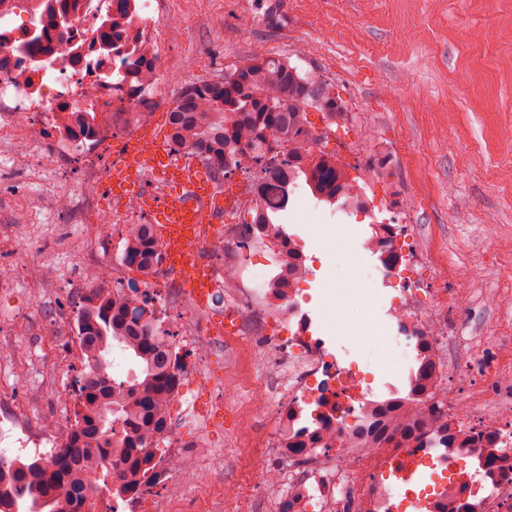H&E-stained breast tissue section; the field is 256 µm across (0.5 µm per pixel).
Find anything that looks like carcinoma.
Wrapping results in <instances>:
<instances>
[{
    "label": "carcinoma",
    "instance_id": "obj_1",
    "mask_svg": "<svg viewBox=\"0 0 512 512\" xmlns=\"http://www.w3.org/2000/svg\"><path fill=\"white\" fill-rule=\"evenodd\" d=\"M43 27L38 21L28 42L9 50L34 60ZM310 112L335 124L345 107L331 83L301 73L286 56L256 53L211 82L183 89L167 113L169 144L202 155L222 172L243 160L259 169L265 189L279 201L288 199L289 185L302 181L316 195L350 207L336 161L310 155ZM283 145L305 158L287 167L279 164L277 150ZM282 211L259 205L252 223L270 224L281 237L284 231L276 221ZM158 245L151 225L136 224L127 237L125 259L146 274ZM77 338L83 362L74 427L45 457L9 461L0 456V512H82L100 474L114 498H134L149 485L154 445L165 429L164 408L180 380L169 339L158 330L146 294L135 283L126 292H88ZM114 345L136 361L139 375L125 381L112 377Z\"/></svg>",
    "mask_w": 512,
    "mask_h": 512
}]
</instances>
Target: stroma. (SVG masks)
<instances>
[{"label":"stroma","instance_id":"stroma-1","mask_svg":"<svg viewBox=\"0 0 512 512\" xmlns=\"http://www.w3.org/2000/svg\"><path fill=\"white\" fill-rule=\"evenodd\" d=\"M160 20L159 74L141 107L165 126L174 98L255 52L288 57L330 82L347 112L345 141L363 156L357 180L379 222L416 244L421 287L448 294V355L460 398L512 403L483 370L512 375V0H135ZM365 128L361 139L353 132ZM54 172L0 166V421L40 436L64 402L61 366L76 359L84 268H111L126 242L91 247L92 222L56 208ZM308 257L302 305L314 335L358 362L374 393L409 353L389 315L405 282L364 251L369 220L307 197L279 217ZM353 228L321 253L318 237ZM370 304L386 332L378 350L336 321V302ZM195 401L208 425L183 435L188 467L175 495L191 512H275L274 491L243 503L254 473L243 457L272 435L238 363L212 350Z\"/></svg>","mask_w":512,"mask_h":512}]
</instances>
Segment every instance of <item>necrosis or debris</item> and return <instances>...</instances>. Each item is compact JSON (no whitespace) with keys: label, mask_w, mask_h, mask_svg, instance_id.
Wrapping results in <instances>:
<instances>
[{"label":"necrosis or debris","mask_w":512,"mask_h":512,"mask_svg":"<svg viewBox=\"0 0 512 512\" xmlns=\"http://www.w3.org/2000/svg\"><path fill=\"white\" fill-rule=\"evenodd\" d=\"M43 2L12 0L0 11V41H25L28 22L43 13ZM53 6L69 15L71 29L65 35L51 28L43 34L39 52L46 67L32 68L17 56L0 65V144L25 150L26 161L38 168L52 165L54 154L27 151L28 139H53L57 152L65 154H105L119 131L136 121L152 87L142 70L129 63L131 41L105 51L88 42L111 16L112 0H53ZM18 16L23 19L19 25L14 22ZM71 112L91 113L89 132L67 123ZM262 197L261 182L255 179L241 186L223 223H214L210 212L202 214L204 244L223 253L224 270L217 273L211 293L223 296L230 331L207 329V341L197 343L193 322L183 316L195 309L194 300L165 257H158L154 266L148 301L157 325L171 338L173 358L183 366L167 410L168 448L156 456L157 472L175 479L182 474L177 434L202 421L193 391L204 378L201 367L210 346L221 345L240 359L245 355L240 338L246 334L266 350L269 374L256 380L261 394L256 407L277 421L280 432L258 446L279 463L264 478L280 491L286 512L315 507L321 512H396L399 497L408 504L427 499L428 512H512V410L494 412L483 399L459 398L455 384L461 372L443 351L450 333L448 315L439 301L423 297L416 283H409L394 308L414 353L437 365L416 401L424 412L433 405L452 409L457 428L475 444L449 449L439 458L412 442L398 448L359 447L350 429L374 415L378 398L363 372L313 334L312 320L298 301L307 272L305 256L290 260L282 240L265 236L259 225L240 223L241 214L254 212ZM259 246L267 252V271L255 280L246 256ZM407 246L392 224L377 225L365 242L377 255L381 272L391 276L397 275ZM299 439L304 442L300 448L295 445ZM416 465L440 469L433 492L420 495L409 481L387 484L391 468Z\"/></svg>","instance_id":"obj_1"}]
</instances>
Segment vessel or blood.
<instances>
[{
	"label": "vessel or blood",
	"mask_w": 512,
	"mask_h": 512,
	"mask_svg": "<svg viewBox=\"0 0 512 512\" xmlns=\"http://www.w3.org/2000/svg\"><path fill=\"white\" fill-rule=\"evenodd\" d=\"M149 153L129 146L118 168L109 169L106 184L114 202L126 201L127 185H143L146 177H162L165 188L161 194L144 192L149 209L156 217L155 230L166 241L178 260L176 270L186 288L196 299H204L207 288L213 287L211 275L205 274L190 249L191 226L198 221L201 207L211 206L213 188L202 176L199 165H175L170 158L166 140L150 139Z\"/></svg>",
	"instance_id": "obj_1"
}]
</instances>
